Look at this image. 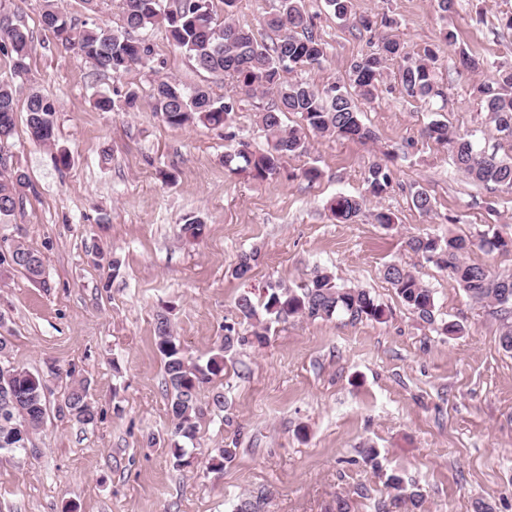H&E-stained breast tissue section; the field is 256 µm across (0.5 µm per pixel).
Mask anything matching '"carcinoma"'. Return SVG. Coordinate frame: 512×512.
Masks as SVG:
<instances>
[{
  "mask_svg": "<svg viewBox=\"0 0 512 512\" xmlns=\"http://www.w3.org/2000/svg\"><path fill=\"white\" fill-rule=\"evenodd\" d=\"M240 0H221L224 20H219L214 0H121V23L115 28L94 26L73 33L71 24L58 9L55 0H43L41 21L56 39L67 44L89 59L94 66L118 77L123 72L149 64L154 49L145 33L164 28L174 46L183 51L196 66L211 74L227 78L235 95L215 97L204 87L187 89L170 79H159L152 87L155 111L173 127L201 124L229 129L237 103L253 99L257 94H271L274 103L256 112V125L263 133L266 148L256 152L241 142L224 154V167L233 173H246L255 180L276 177L286 158L307 152L308 133L336 136L361 142L373 139V132L362 120L358 100L370 101L377 95L379 81L389 61L399 60L398 83L401 93L421 101L441 95L435 83V64L441 46L456 43V34L448 29L440 32L441 44L427 47L423 55L412 60L406 56L404 45L397 39L383 37L378 49L365 54L349 65L347 82L318 87L306 81H290L285 74L298 68L318 65L325 56V46L313 30L312 16L305 0H278L274 12L263 26L275 35L266 41L250 27L235 22ZM326 8L342 21L352 22L365 29L374 21L367 16L352 14L351 0H324ZM33 49L32 36L24 28L15 29L0 24V52H10L17 74L27 70L26 60ZM474 93L485 101L487 117L498 133L512 140V71L498 74L495 86L479 83ZM17 107L8 87L0 85V151L13 136ZM26 125L32 139L41 144L55 142L56 108L50 99L38 92L29 95L26 103ZM299 115L300 124L287 126L283 116ZM426 137L440 145L452 148L457 167L474 182L483 186L512 187V161L497 154L478 152L472 143L452 136L448 122L431 120ZM367 196L338 195L327 209L339 223H349L365 207L366 197L381 198L393 187L388 167L380 162L372 164L365 177ZM28 186L26 175L19 169L8 170L6 158L0 155V220L14 215L20 203L22 189ZM204 219L199 215L185 218L182 233L190 238L202 234ZM488 252L512 249V236L494 231L484 234L474 243L460 236L412 237L408 248L427 262L449 271L469 297L479 303L498 309L502 321V347L512 351V274H494L486 266L465 259L472 246ZM13 260L16 268L33 280L41 279L44 268L40 256L19 243L9 256L0 254V265ZM257 261L256 254L244 252L239 256L233 274L238 279L250 276ZM384 278L404 304L419 319L436 322L435 298L405 267L391 263L384 270ZM240 315L252 322L248 336L234 333L225 327L224 343L219 351L205 362L187 358L180 341L174 336L170 319L158 315L155 326V347L164 363V381L167 392V414L173 425L172 435L193 441L203 415L198 404L201 388L224 371V350L234 345L264 347L269 339L271 324L290 317L310 320L342 317L349 322L363 319L381 321L385 309L362 288L339 285L331 274L317 270L309 284L293 289L280 282H270L264 288L260 304L253 303L249 294L237 300ZM0 389L10 391L16 404L8 416L0 415V453L12 454L27 450L32 434L45 421L46 396L43 379L8 360L0 362ZM59 411L83 424L96 420L94 407L88 400L86 387L73 386L67 392ZM386 486L393 498L415 510L421 506L422 494L404 485L402 477L392 472Z\"/></svg>",
  "mask_w": 512,
  "mask_h": 512,
  "instance_id": "obj_1",
  "label": "carcinoma"
}]
</instances>
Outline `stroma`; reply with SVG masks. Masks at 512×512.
Instances as JSON below:
<instances>
[{"instance_id":"1","label":"stroma","mask_w":512,"mask_h":512,"mask_svg":"<svg viewBox=\"0 0 512 512\" xmlns=\"http://www.w3.org/2000/svg\"><path fill=\"white\" fill-rule=\"evenodd\" d=\"M42 4L0 0V14L25 26L34 46L19 76L0 53V83L18 108L5 151L30 181L15 216L0 222V253L20 242L44 263L38 282L0 265V337L10 361L43 378L47 405L35 454H0V512H231L242 498L257 499L258 512H336L340 498L349 512H406L385 486L392 471L422 492L419 512H512V352L501 346L500 322L405 246L414 236L512 235V188L475 184L448 147L422 135L430 120L444 119L476 148L512 159V143L471 91L512 68V30L500 23L512 0H455L445 16L437 0H352L353 15L391 19L371 31L339 21L324 0H305L326 55L294 71L296 80H345L352 59L375 51L385 34L414 56L446 27L457 48L440 54L444 97L403 96L390 65L377 99L362 107L373 140L310 136L307 153L264 181L228 173L223 131L175 128L154 108L157 79L227 96L223 77L197 69L161 30L151 36V68L113 77L44 30ZM58 5L78 31L119 23L115 0L95 13L82 0ZM460 48L480 57L482 70L458 67ZM116 89L139 93L135 111L96 107L98 93ZM35 91L55 104V144L28 136L24 107ZM62 149L66 167L56 162ZM376 161L390 168L392 190L367 198L356 222H336L327 202L364 196ZM310 166L321 173L313 182L301 175ZM166 171L173 182L163 180ZM419 191L431 212L414 207ZM379 210L393 213V228L374 222ZM190 214L206 221L195 240L180 234ZM99 250L121 259L118 275L94 265ZM245 251L257 262L244 282L232 271ZM391 263L432 288L436 318L463 333L437 335L413 314L384 278ZM318 269L369 291L385 320L295 317L273 324L264 348L225 351L223 374L199 394L193 464L174 467L158 314L169 316L187 356L203 362L221 347L225 326L250 333L236 309L241 294L257 302L268 282L297 288ZM78 381L97 412L90 425L57 413ZM218 391L220 409L212 404ZM225 446L236 449L234 460L209 469ZM367 447L378 451L379 467L365 460Z\"/></svg>"}]
</instances>
